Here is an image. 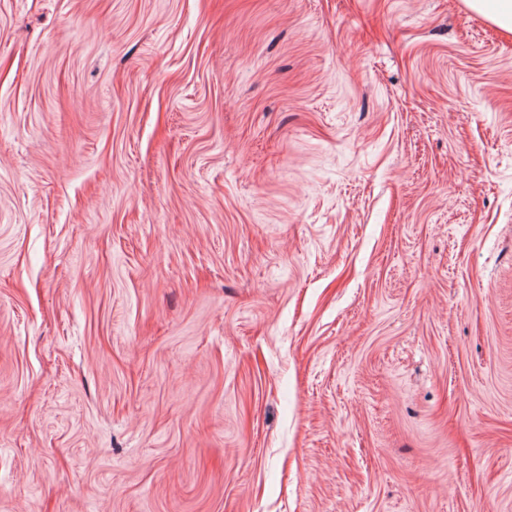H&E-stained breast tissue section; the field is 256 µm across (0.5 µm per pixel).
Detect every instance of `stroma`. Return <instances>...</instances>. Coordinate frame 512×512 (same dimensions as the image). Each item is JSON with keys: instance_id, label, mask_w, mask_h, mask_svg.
<instances>
[{"instance_id": "1", "label": "stroma", "mask_w": 512, "mask_h": 512, "mask_svg": "<svg viewBox=\"0 0 512 512\" xmlns=\"http://www.w3.org/2000/svg\"><path fill=\"white\" fill-rule=\"evenodd\" d=\"M0 512H512V33L0 0Z\"/></svg>"}]
</instances>
